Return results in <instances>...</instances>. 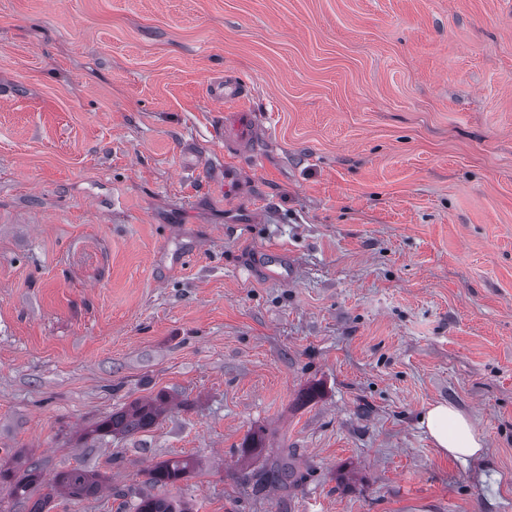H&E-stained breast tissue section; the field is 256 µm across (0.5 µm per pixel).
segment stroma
Returning <instances> with one entry per match:
<instances>
[{"label":"stroma","mask_w":512,"mask_h":512,"mask_svg":"<svg viewBox=\"0 0 512 512\" xmlns=\"http://www.w3.org/2000/svg\"><path fill=\"white\" fill-rule=\"evenodd\" d=\"M13 458L104 476L48 512H133L174 458L193 512H512V0H0ZM209 94L214 100L224 102L229 99H241L247 94V91L234 78L225 75L209 85ZM246 112H232L225 113L224 128L220 130L221 138L224 137V142L231 141L236 149L244 148L249 140V125ZM227 116L230 117L227 121ZM166 396L158 394L154 398H138L126 407L97 422L89 434H131L143 431L156 423L164 412ZM422 424L443 455L466 461L481 453L482 441L473 421L450 404L430 406ZM190 468L187 459H171L156 464L149 471V481L156 489L165 491L185 477Z\"/></svg>","instance_id":"obj_1"}]
</instances>
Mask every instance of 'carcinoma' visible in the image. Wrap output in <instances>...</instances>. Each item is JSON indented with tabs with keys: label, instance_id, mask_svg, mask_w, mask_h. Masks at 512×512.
Masks as SVG:
<instances>
[{
	"label": "carcinoma",
	"instance_id": "1",
	"mask_svg": "<svg viewBox=\"0 0 512 512\" xmlns=\"http://www.w3.org/2000/svg\"><path fill=\"white\" fill-rule=\"evenodd\" d=\"M166 396L158 394L153 398H138L126 407L112 413L97 422L90 433L131 434L143 431L156 423L164 412ZM190 468L186 459H171L156 464L149 471V481L159 489L157 494H145L134 504V512H190L189 508L163 494V491L176 485L185 477ZM295 473L287 465L267 470L258 475L256 483L285 486L294 479ZM7 482L11 493L18 499L28 498L32 487L43 485L47 493L34 502L30 512H45V507L56 494H63L71 499L95 496L100 492L102 479L99 475L84 469L73 468L57 473L53 479L44 481L40 465L31 462L17 474L13 467L0 466V482Z\"/></svg>",
	"mask_w": 512,
	"mask_h": 512
}]
</instances>
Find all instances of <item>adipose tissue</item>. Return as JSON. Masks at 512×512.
Wrapping results in <instances>:
<instances>
[{
    "label": "adipose tissue",
    "mask_w": 512,
    "mask_h": 512,
    "mask_svg": "<svg viewBox=\"0 0 512 512\" xmlns=\"http://www.w3.org/2000/svg\"><path fill=\"white\" fill-rule=\"evenodd\" d=\"M426 432L442 454L467 460L478 457L482 441L473 421L454 406L437 403L422 419Z\"/></svg>",
    "instance_id": "adipose-tissue-1"
}]
</instances>
